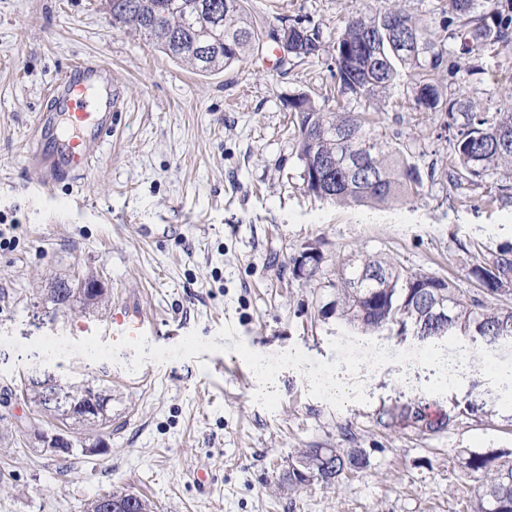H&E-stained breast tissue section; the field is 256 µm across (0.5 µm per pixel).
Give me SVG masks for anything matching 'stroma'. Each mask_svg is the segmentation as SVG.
I'll list each match as a JSON object with an SVG mask.
<instances>
[{
    "mask_svg": "<svg viewBox=\"0 0 512 512\" xmlns=\"http://www.w3.org/2000/svg\"><path fill=\"white\" fill-rule=\"evenodd\" d=\"M260 28L303 17L331 43L349 15L379 0H251ZM456 95L495 107L512 75V49L467 55L447 45ZM261 53L204 75L169 59L151 41L115 25L106 0H0V230L13 236L0 251V334L29 344L45 335L112 339L110 320L126 301L158 323L151 346L171 347L195 332L213 339L226 324L249 349L274 355L299 349L334 361L329 341L343 321L319 317L333 300L292 275L291 259L321 241L335 279L336 256L395 258L455 279L479 292L467 268L512 246V202L485 204L479 186L450 188L448 133L441 115L415 108L406 84L385 100H350L369 110L379 131L404 145L421 173H433L418 200L353 206L306 193L300 178L289 99L326 98L336 80L329 53L277 61ZM103 60L124 91L127 110L99 160L79 179L46 192L27 159L46 91L74 62ZM96 278L98 308L51 314L53 280ZM473 355L460 389L423 390L427 368L410 384L395 363L361 367L366 402L337 408L310 396L297 370H281L275 411L254 400L253 372L232 352L203 353L130 371L125 348L115 362L43 363L0 344V512H85L98 495L128 489L156 512H466L476 493L463 449L512 450V343L462 337ZM52 375L70 382L106 379L112 427L104 452L82 450L88 431L74 427L75 448L52 454L25 447L21 424L35 418L17 396L21 383ZM454 415L447 431L420 436L387 424L397 407ZM303 448H363L367 467L331 487L291 489L283 481Z\"/></svg>",
    "mask_w": 512,
    "mask_h": 512,
    "instance_id": "35a3bbf8",
    "label": "stroma"
}]
</instances>
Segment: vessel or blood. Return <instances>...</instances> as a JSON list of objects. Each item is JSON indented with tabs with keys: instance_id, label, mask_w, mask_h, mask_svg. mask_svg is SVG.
Returning <instances> with one entry per match:
<instances>
[{
	"instance_id": "obj_1",
	"label": "vessel or blood",
	"mask_w": 512,
	"mask_h": 512,
	"mask_svg": "<svg viewBox=\"0 0 512 512\" xmlns=\"http://www.w3.org/2000/svg\"><path fill=\"white\" fill-rule=\"evenodd\" d=\"M53 109L39 113L32 144V160L45 187L79 175L100 156L111 137L123 92L113 84L108 67L94 59L72 65L47 91ZM156 322L128 304L112 313V335L135 338L153 331Z\"/></svg>"
}]
</instances>
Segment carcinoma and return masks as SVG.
I'll return each instance as SVG.
<instances>
[{"label": "carcinoma", "mask_w": 512, "mask_h": 512, "mask_svg": "<svg viewBox=\"0 0 512 512\" xmlns=\"http://www.w3.org/2000/svg\"><path fill=\"white\" fill-rule=\"evenodd\" d=\"M112 20L144 35L169 57L186 62L201 73L223 70L261 50L264 39L274 38L254 26L249 0H106ZM443 13L457 20L454 29L443 25V37L420 26L416 19L396 6H381L368 13L349 16L336 30L331 59L336 77V108L318 107L306 95L289 102L294 112L296 150L301 162V179L306 191L346 204H384L393 200L411 201L424 195V180L418 166L397 144L384 140L365 112H348L344 101H371L385 96L407 79L414 106L439 112L448 118L444 128L452 132L448 183L452 188L482 184L481 201L491 204L509 198L512 186L493 176L503 166H512V85L501 94L495 111L445 92L436 76L453 70L445 45L458 38L467 51L476 55L512 44V3L502 0H445ZM280 32H288L291 50L279 59L315 58L323 42L318 28L302 19L283 18ZM416 35V51L402 55L395 51L398 39ZM346 155H361L363 165L354 171L333 168L315 178L313 165L336 162ZM303 262L292 258L295 278L306 283L315 279L324 263L321 244L304 245ZM380 277L377 290L368 274ZM467 276L480 284L483 297L477 298L442 276L415 271L398 261L363 255L359 259H336V280L327 281L336 298L319 311L323 318L336 316L347 324L367 331L392 326L403 332L413 323L429 325L431 334H441L439 324L423 319L424 304L431 289L448 296V332L491 338H512V306L500 298L512 295V247H506L472 265ZM95 280L84 279L74 288L59 282L50 290L53 311H70L74 301L87 309L101 302L89 288ZM38 381L25 383L26 400L37 408L40 418L27 428H37L49 420L48 428L59 430L79 421L87 399L86 385L57 386L67 406L48 400ZM394 422L411 426L420 434H436L454 425L457 416L433 418L422 407L402 406L388 413ZM465 468L476 483L477 493L469 512H512V451L496 453L463 450ZM368 465L362 448H306L288 466L283 480L289 488L317 481L333 485L349 472ZM112 504L95 498L87 512H154L145 497L125 489L112 492Z\"/></svg>", "instance_id": "1"}]
</instances>
